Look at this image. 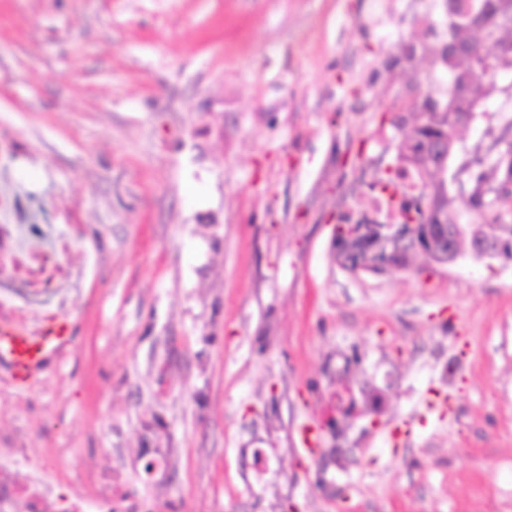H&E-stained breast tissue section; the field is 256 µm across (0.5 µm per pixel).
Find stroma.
I'll list each match as a JSON object with an SVG mask.
<instances>
[{
    "label": "stroma",
    "instance_id": "stroma-1",
    "mask_svg": "<svg viewBox=\"0 0 512 512\" xmlns=\"http://www.w3.org/2000/svg\"><path fill=\"white\" fill-rule=\"evenodd\" d=\"M420 14L447 37L443 0H0V318L74 320L0 365L1 464L90 512H512V262L333 258L441 82L389 64ZM73 337V322L65 315L45 318L35 331L1 319L0 361L8 364L13 382L25 386L44 369L52 355L71 343Z\"/></svg>",
    "mask_w": 512,
    "mask_h": 512
}]
</instances>
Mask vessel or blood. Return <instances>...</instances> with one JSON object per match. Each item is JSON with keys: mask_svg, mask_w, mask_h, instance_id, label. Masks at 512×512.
Here are the masks:
<instances>
[{"mask_svg": "<svg viewBox=\"0 0 512 512\" xmlns=\"http://www.w3.org/2000/svg\"><path fill=\"white\" fill-rule=\"evenodd\" d=\"M73 339V322L65 315L50 316L34 331L0 320V361L7 363L13 382L24 386L47 365L52 355Z\"/></svg>", "mask_w": 512, "mask_h": 512, "instance_id": "obj_1", "label": "vessel or blood"}]
</instances>
